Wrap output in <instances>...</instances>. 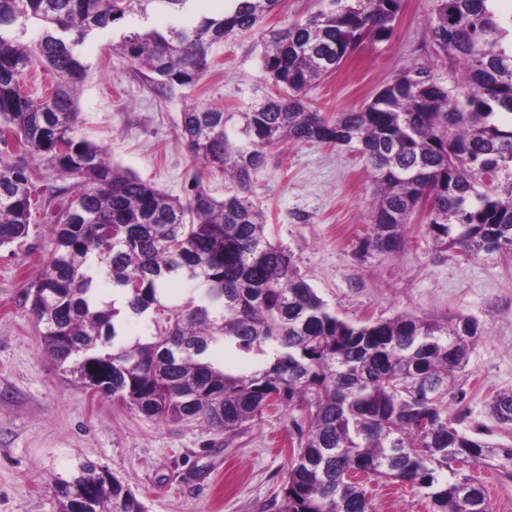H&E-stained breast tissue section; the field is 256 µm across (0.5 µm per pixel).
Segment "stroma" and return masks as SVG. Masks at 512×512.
<instances>
[{
	"mask_svg": "<svg viewBox=\"0 0 512 512\" xmlns=\"http://www.w3.org/2000/svg\"><path fill=\"white\" fill-rule=\"evenodd\" d=\"M431 0H403L394 33L368 41L313 86L308 99L333 115L360 109L404 68L433 57ZM103 30L81 46L88 76L77 95L79 132L110 158L174 197L187 193L192 160L178 139L185 106L222 109L241 136L244 114L269 96L258 38L226 37L196 86L157 92L149 74L112 52ZM370 168L347 147L286 142L253 175V201L268 239L293 253L299 273L330 308L357 323L400 313L464 317L478 326L449 404L464 429L512 447V425L490 414L492 395L512 390V250L468 257L439 253L414 214L406 245L363 253ZM54 247L35 219L20 242L0 248V512H58L52 485L90 461L139 494L148 512H274L298 435V411L281 407L234 432L199 421L144 416L69 381L42 347L26 293ZM376 512H428L417 489L374 483Z\"/></svg>",
	"mask_w": 512,
	"mask_h": 512,
	"instance_id": "35a3bbf8",
	"label": "stroma"
}]
</instances>
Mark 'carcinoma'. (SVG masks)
<instances>
[{
	"instance_id": "1",
	"label": "carcinoma",
	"mask_w": 512,
	"mask_h": 512,
	"mask_svg": "<svg viewBox=\"0 0 512 512\" xmlns=\"http://www.w3.org/2000/svg\"><path fill=\"white\" fill-rule=\"evenodd\" d=\"M194 0H0V130L24 154L0 155V247L24 238L33 214L64 200L52 218L55 247L28 299L44 351L72 382L148 417L195 419L233 432L269 408L298 409V448L275 512H374L361 475L423 492L430 512H489L464 468L512 469V448L487 443L448 413L456 378L478 334L467 318L402 313L352 323L299 274L293 254L265 234L252 175L283 141L355 148L375 190L365 251L390 256L409 218L425 214L439 251L469 257L512 249V18L495 0H432L436 54L463 64L448 86L429 67L398 73L363 107L328 116L307 91L365 40L386 41L403 0H332L304 21L265 30L282 0H225L218 17ZM156 5L174 17L145 21ZM42 30L35 43L28 27ZM119 33L112 51L152 74L156 89L197 85L211 48L233 32H260L262 68L274 93L245 114L246 142L230 140L224 111L189 107L179 136L194 162L188 194L172 197L110 161L79 136L77 93L89 67L78 51L94 32ZM35 65L57 82L41 97L21 92ZM60 176L39 188L32 162ZM232 193L213 197L204 172ZM123 291L155 332L129 339L100 275ZM185 281L177 301L170 285ZM254 361L230 370L212 346ZM512 425V391L489 402ZM60 512H147L127 484L91 463L53 484Z\"/></svg>"
}]
</instances>
